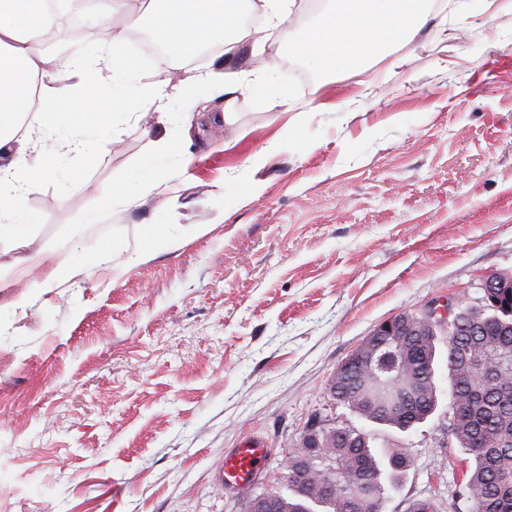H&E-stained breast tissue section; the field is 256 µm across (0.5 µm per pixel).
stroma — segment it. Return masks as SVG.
<instances>
[{
  "label": "stroma",
  "mask_w": 512,
  "mask_h": 512,
  "mask_svg": "<svg viewBox=\"0 0 512 512\" xmlns=\"http://www.w3.org/2000/svg\"><path fill=\"white\" fill-rule=\"evenodd\" d=\"M333 4L295 0L265 48L263 93L213 95L203 113L193 103L223 52L164 67L126 40L139 83L182 80L170 119L116 114L104 156H60L28 195L29 248L0 242L3 266L48 243L84 268L23 310L0 289V512H246L280 488L314 416L407 450L382 512H464L469 462L446 444L447 405L400 432L328 383L379 323L446 295L478 304L487 276L512 278V0H430L409 42L325 70L291 47ZM160 141L175 148L158 172L168 190L112 201ZM104 242L112 261L93 264ZM248 435L268 466L224 492L216 468Z\"/></svg>",
  "instance_id": "obj_1"
}]
</instances>
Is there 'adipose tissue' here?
<instances>
[{"label": "adipose tissue", "mask_w": 512, "mask_h": 512, "mask_svg": "<svg viewBox=\"0 0 512 512\" xmlns=\"http://www.w3.org/2000/svg\"><path fill=\"white\" fill-rule=\"evenodd\" d=\"M78 12L92 17L88 45L95 60L75 54L65 61L34 52L55 24L53 0H0V152L12 153L0 167V235L17 245L28 243L26 226L33 217L24 201L57 164L59 154L97 153L101 144L85 132L103 129L111 111L130 106L131 96L161 103L168 94L161 86L134 87L136 76L119 53L126 39L123 26L102 13L99 0H68ZM236 0H140L141 14L177 59L204 44H221L234 54L248 34L239 26ZM430 14L423 0H336L326 22L296 53L323 68L356 64L389 54L422 28ZM112 73V106L104 108L97 92L96 72ZM62 130L66 136L54 150L30 154V131Z\"/></svg>", "instance_id": "adipose-tissue-1"}]
</instances>
